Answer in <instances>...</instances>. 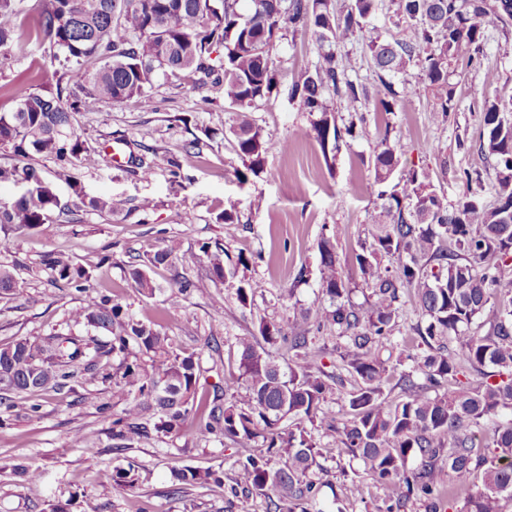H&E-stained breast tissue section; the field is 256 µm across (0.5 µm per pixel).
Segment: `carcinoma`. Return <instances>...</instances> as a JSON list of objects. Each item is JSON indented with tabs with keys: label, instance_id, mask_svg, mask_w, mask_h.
Here are the masks:
<instances>
[{
	"label": "carcinoma",
	"instance_id": "1",
	"mask_svg": "<svg viewBox=\"0 0 512 512\" xmlns=\"http://www.w3.org/2000/svg\"><path fill=\"white\" fill-rule=\"evenodd\" d=\"M0 0V65L31 44L58 50L30 85L8 88L16 99L13 112L0 113V149L12 150L18 163L0 165V183L23 175L30 187L13 203H0V229L33 230L53 222L59 201L29 163L35 155L54 159L58 176L95 168L104 161L77 134L73 119L105 104L132 103L148 111L155 73L208 75L211 54L223 49L220 64L224 102L238 109L234 129L236 151L247 174L263 172L267 156L288 150L250 120L245 109L268 101L278 92L273 52L282 31L315 37V65L298 73L288 98L314 117L311 123L324 159H334L345 137L364 130L351 123L336 125L328 96L350 107L370 96L380 112L399 105L392 78L410 66L435 94L438 115L455 110L450 82L455 64L471 65L483 55L491 25H512V0H396L400 17L413 26L416 40H386L372 24L377 0H349L337 11L331 0ZM357 34L377 77L373 92L349 79L352 57L342 50ZM56 92H51L50 88ZM479 149L494 156L499 186L494 206L464 196L450 211L432 184L430 170L410 168L390 190L380 193V210L370 216L371 241L359 244L355 261L371 295L359 305L336 267V237L318 243L321 296L314 301L315 327L305 311L288 328L260 324L271 346L288 345L294 357L276 362L251 341L239 339L238 375L225 383L224 394L212 400L199 433L229 438L241 448L262 442L265 452L236 460L234 494L264 495L273 512H307L324 482L320 460L326 449L308 428L336 434V440L382 491L385 512H406L422 502L429 512H444L465 493L460 512H501L512 501V421L494 430L492 449L477 442V432L504 410H512V97L486 99ZM401 148L385 137L371 158L376 182H386L401 164ZM180 164L172 154L138 158L143 177L154 168ZM85 207L119 212L120 198H91ZM211 273L218 280L234 278L238 266L225 262L219 243H204ZM397 259V266L382 262ZM48 266L55 280L81 291L89 275L70 257L54 255ZM130 276L146 295L156 286L144 268ZM17 288L9 266L0 263V294ZM262 283L241 279L236 297L250 305ZM404 288L414 291L422 319L412 327L426 354L417 364L421 378L397 372L382 351L399 332L396 316ZM70 324L86 335L53 332L41 340L18 339L0 347V406L10 412V396L61 390L78 383L92 386L107 379L104 362L120 358L122 372L113 381V396L124 403L112 421V439L127 448L147 432L141 419L153 412L154 429L176 431L193 410L198 363L195 355L174 354L154 322L144 323L112 303L106 295L91 297L71 312ZM336 329L345 339L341 359L349 379L326 373L310 347L311 330ZM456 343L469 369L482 376L476 386L458 379L461 362L449 349ZM137 352H132V348ZM347 419L323 409L333 386H345ZM246 398H238L239 390ZM347 500L361 496V485L345 466L337 465ZM184 485L219 482L214 473L184 466L174 471ZM114 482L134 487L138 465L129 461L114 470Z\"/></svg>",
	"mask_w": 512,
	"mask_h": 512
}]
</instances>
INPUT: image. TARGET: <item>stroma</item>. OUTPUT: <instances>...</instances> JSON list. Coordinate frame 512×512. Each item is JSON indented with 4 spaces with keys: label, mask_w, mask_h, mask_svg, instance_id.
Returning <instances> with one entry per match:
<instances>
[{
    "label": "stroma",
    "mask_w": 512,
    "mask_h": 512,
    "mask_svg": "<svg viewBox=\"0 0 512 512\" xmlns=\"http://www.w3.org/2000/svg\"><path fill=\"white\" fill-rule=\"evenodd\" d=\"M318 44L308 34L283 32L277 40L275 63L283 86L279 95L250 108V117L273 140H288V153H272L259 176L242 182V163L235 152L233 109L209 78L180 80L157 72L150 94L154 108L132 104L103 105L99 111L75 116L77 133L89 144H119L117 161L77 173L75 183L57 180L52 159L35 161L43 179L52 184L68 221L12 232L11 251L0 262L14 269L17 290L0 296V345L20 338L35 339L64 326L71 310L86 305V293L57 284L47 267L49 255L62 253L88 272L94 291L109 295L135 318L155 322L170 351L193 353L199 359L198 399L212 400L236 371V340L249 338L257 349H270L286 360V346H267L261 322L288 325L317 298L320 287L318 242L335 236L336 260L344 278L356 284L353 302H363L362 282L353 252L370 241L369 215L380 204L369 160L383 136L399 142L402 166L430 168L436 191L448 207L465 195L492 205L498 187L494 160L479 149L484 97L512 95V26L489 27L485 55L465 68L455 88L454 112L438 118L431 93L418 68L396 76L393 88L403 99L394 112L375 111L371 101L358 105L366 133L348 140L335 160L325 161L311 129V117L290 102L286 91L295 72L311 67ZM47 47L28 46L0 68V113L16 103L8 89L32 81L49 61ZM205 138L201 153L189 154L185 144ZM175 154L179 175L159 167L149 177L132 171L130 157L148 152ZM90 197H118L125 208L117 213L86 210ZM234 203L238 221L217 222L226 203ZM219 242L230 260L247 258L239 272L262 282L263 288L244 307L236 299V280L216 279L199 246ZM171 249L170 263L150 273L157 290L142 294L129 276L134 266L161 249ZM192 281L169 308L168 296L178 279ZM39 403L30 412V403ZM107 411H100V404ZM123 405L105 381L20 396L6 424L0 426V512H268L269 501L229 496L233 464L242 450L227 439L204 440L197 425L206 406L192 412L172 434L149 432L133 447L112 449V421ZM79 433H93L99 446L87 451L75 442ZM140 466L135 488L117 486L112 475L126 460ZM38 471L34 484L19 482L14 466ZM191 466L215 473L205 486H182L174 469ZM363 487L361 501L350 504L340 480L323 488L317 505L323 512H378L381 493L359 461L346 464Z\"/></svg>",
    "instance_id": "35a3bbf8"
}]
</instances>
